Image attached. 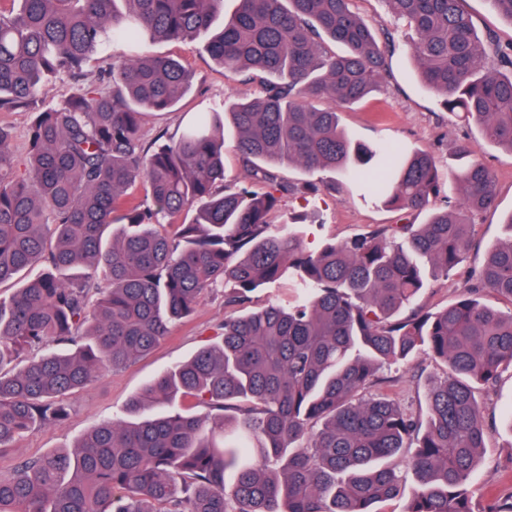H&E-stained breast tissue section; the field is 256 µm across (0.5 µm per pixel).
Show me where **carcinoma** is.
Instances as JSON below:
<instances>
[{
  "instance_id": "obj_1",
  "label": "carcinoma",
  "mask_w": 512,
  "mask_h": 512,
  "mask_svg": "<svg viewBox=\"0 0 512 512\" xmlns=\"http://www.w3.org/2000/svg\"><path fill=\"white\" fill-rule=\"evenodd\" d=\"M385 2L412 31L425 86L512 153V47L482 41L460 0ZM352 3L237 0L204 48L262 95L199 111L149 150L146 117L175 108L193 80L149 46L193 42L223 0H0V110L35 113L22 172L0 126V284L20 280L0 301V449L63 421L64 397L150 354L204 293L222 290L232 308L267 284L294 293L224 317L215 338L129 399L126 417L74 449L0 473V512H377L405 472L417 490L404 512H474L465 485L489 433L476 390L512 366V311L470 296L434 313L412 301L467 258L497 181L463 163L448 173L454 199L436 210L433 156L348 136L341 110L391 78L386 46ZM325 36L345 50L327 52ZM111 44L99 83L40 106L53 79L83 76ZM227 134L245 167L240 185L225 183ZM269 164L308 178L283 181ZM321 173L427 219L308 253V216H269L286 196L320 192ZM36 266L37 277L19 279ZM477 281L512 304V236ZM417 352L451 371L428 384L425 418L384 393L362 395L384 366ZM187 398L207 412L177 410ZM404 455L405 469L389 464Z\"/></svg>"
}]
</instances>
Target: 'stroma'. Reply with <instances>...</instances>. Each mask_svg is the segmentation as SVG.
Returning <instances> with one entry per match:
<instances>
[{
  "instance_id": "stroma-1",
  "label": "stroma",
  "mask_w": 512,
  "mask_h": 512,
  "mask_svg": "<svg viewBox=\"0 0 512 512\" xmlns=\"http://www.w3.org/2000/svg\"><path fill=\"white\" fill-rule=\"evenodd\" d=\"M462 7L479 36H492L502 46L512 44V22L491 10L487 0H462ZM353 8L376 33H392L394 47L387 57L392 77L342 112L344 128L367 144L397 143L426 151L444 171L455 167L454 149L463 143L472 157L492 168L498 178L496 205L477 217L467 261L449 275L430 281L415 301L418 307L435 310L467 293L472 270L480 267L488 251L508 234L504 220L512 214V153L487 142L463 114L448 112L440 98L421 83L409 54L407 28L393 18L384 0H354ZM151 51L181 59L193 74V85L173 111L147 118L145 143H152L162 133L174 135L189 113L219 109L225 99H252L261 92L258 84L245 81L242 74L217 68L200 43L160 41ZM303 212L316 213L319 218L318 223L304 228V248L309 252L317 251L329 238L347 240L369 233L377 225L404 221L402 213L363 201L348 183L336 192L323 191L306 199L284 198L272 221L279 224L289 214ZM224 314L222 294H205L195 313L173 324L150 355L124 368L102 372L91 388L72 399L66 420L34 426L11 447L0 450V473L10 471L20 461L70 448L89 430L123 417L129 398L155 375L196 352L223 323ZM448 373L443 361L418 354L406 364L382 369V377L388 380L383 390L407 413L422 415L426 412L428 383L445 379ZM478 399L492 431L469 489L475 512H484L494 495L512 488V369L504 371L496 384L479 387Z\"/></svg>"
}]
</instances>
